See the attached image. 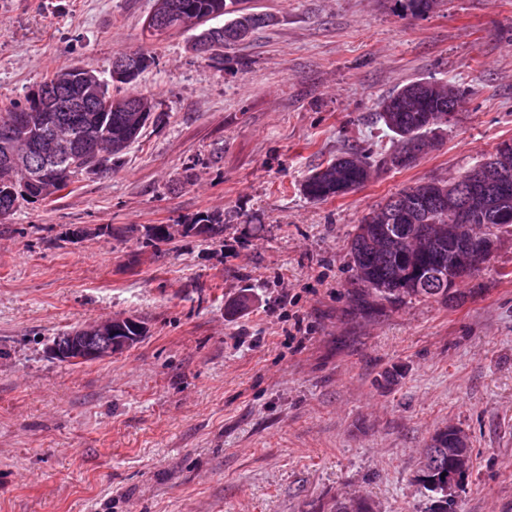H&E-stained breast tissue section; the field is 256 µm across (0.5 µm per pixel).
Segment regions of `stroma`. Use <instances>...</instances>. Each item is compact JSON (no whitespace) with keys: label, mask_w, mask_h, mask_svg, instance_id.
I'll return each instance as SVG.
<instances>
[{"label":"stroma","mask_w":512,"mask_h":512,"mask_svg":"<svg viewBox=\"0 0 512 512\" xmlns=\"http://www.w3.org/2000/svg\"><path fill=\"white\" fill-rule=\"evenodd\" d=\"M153 4L0 0V112L76 63L155 101L117 171L0 219V512H331L359 496L428 512L415 475L449 425L472 448L453 512H512V233L459 305L361 308L349 251L388 198L512 140V0L424 16L249 0L271 21L220 63L192 31L147 38ZM142 45L154 65L113 82V56ZM417 80L466 91L435 146L346 196L304 197L313 168L394 145L379 102ZM201 212L223 213L221 239L146 245L145 228ZM245 288L248 310L228 314ZM116 315L146 336L93 363L49 355Z\"/></svg>","instance_id":"35a3bbf8"}]
</instances>
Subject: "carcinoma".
Returning <instances> with one entry per match:
<instances>
[{"mask_svg":"<svg viewBox=\"0 0 512 512\" xmlns=\"http://www.w3.org/2000/svg\"><path fill=\"white\" fill-rule=\"evenodd\" d=\"M153 13L159 26L147 29L148 36L160 37L185 29V21L201 28L195 35L192 48L211 60L223 59L224 47L246 40L256 29L271 22L267 14L256 13L243 6V0H154ZM227 17L220 27H205L219 17ZM114 60H127L147 71L155 61L146 47L121 52ZM91 82L103 89L104 100L93 101L80 112H52L50 106L38 108L34 96L0 112V128L11 127V136L0 138V218L12 214L23 203L52 202L56 191H46L41 179L26 178L14 165L15 158L46 152L48 142L37 141L33 128L14 123L20 112L32 114L34 124L46 120L62 122L57 136L69 139L70 155L54 168L53 181L68 186L78 176L90 171L79 163L85 156L88 142L83 133L94 134L97 153L110 171L118 167L126 150L137 141L146 124L140 120L144 111L153 114L155 104L147 94L114 95L97 74ZM453 103L448 90L440 85L426 88L415 81L384 97L375 113V122L385 126L397 138L393 148L372 151L352 148L344 154L312 170L301 185V192L313 201L343 197L365 186L377 169H395V158L405 150L407 137L420 141L437 130L428 126L427 117L439 118L448 113ZM509 191L488 200L486 207L475 214V223L487 236L500 239V234L512 228V169L508 171ZM438 182L428 181L408 187L390 197L377 210L365 215L356 226L350 240V254L355 277L367 289V294L390 303L405 298L432 300L448 304L464 298L457 287L433 276V272L449 269L448 237L432 241L421 259L414 262L405 253L402 242L418 238L422 224L433 227L448 223V199L429 195ZM180 234L214 240L224 235V218L220 213H205L191 223L182 225ZM436 457L439 470H448V432L436 431L424 449Z\"/></svg>","mask_w":512,"mask_h":512,"instance_id":"1","label":"carcinoma"}]
</instances>
